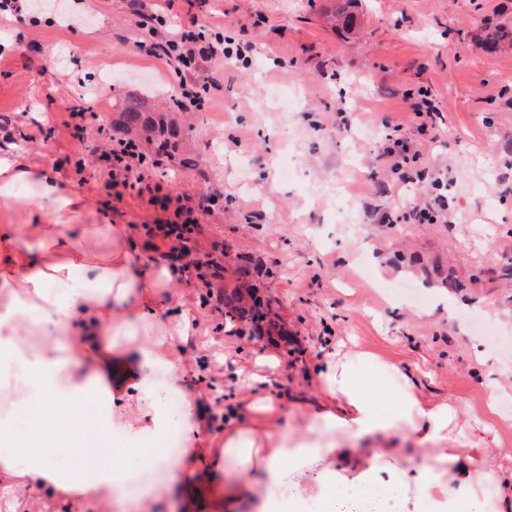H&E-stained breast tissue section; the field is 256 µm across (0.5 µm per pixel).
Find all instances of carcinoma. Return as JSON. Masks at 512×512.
<instances>
[{
	"label": "carcinoma",
	"mask_w": 512,
	"mask_h": 512,
	"mask_svg": "<svg viewBox=\"0 0 512 512\" xmlns=\"http://www.w3.org/2000/svg\"><path fill=\"white\" fill-rule=\"evenodd\" d=\"M120 139L134 142L133 136L140 132L146 134L147 143H155V153L178 161L181 167L191 165L192 159L179 152L180 133L175 121L168 115L148 106L145 100L129 97L123 100L119 120L114 126ZM426 279L444 288L459 289L464 284L446 275L437 265L423 268ZM224 326L235 329L239 324L250 326L251 332L272 333L276 324L268 319L260 299L245 288H232L224 291Z\"/></svg>",
	"instance_id": "1"
}]
</instances>
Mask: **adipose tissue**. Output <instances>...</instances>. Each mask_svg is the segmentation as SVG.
<instances>
[{
  "label": "adipose tissue",
  "instance_id": "adipose-tissue-1",
  "mask_svg": "<svg viewBox=\"0 0 512 512\" xmlns=\"http://www.w3.org/2000/svg\"><path fill=\"white\" fill-rule=\"evenodd\" d=\"M29 187L18 200L17 185ZM26 218L0 223V359L19 361L24 379L20 402L54 409L53 449L19 458L0 453V497L9 512H23L26 499L50 495L71 512L105 506L114 512H149L163 486L196 466L202 449L209 464L232 468L239 482L210 487L228 512L250 503L257 512H298L305 495L327 479L370 484L391 471L401 512H436L464 497L484 512H512V467L495 430L466 417L458 402L426 396L407 367L357 347L327 350L314 376L317 403L307 405L297 431L279 423L278 400L262 391L264 376L250 380L257 391L247 414L230 408L224 434L202 431L205 411L196 394L184 392L179 446L154 449L162 483L128 487L109 458V437L151 442L167 417L157 406L151 377L162 368L178 378L184 358L172 335L192 330L186 311L164 298L171 278L166 266H148L124 224H83L89 206L67 192L51 170L37 166L12 146H0V211ZM391 380V402L369 394L366 380ZM92 408L91 468L83 478L62 473L54 448L69 445V417Z\"/></svg>",
  "mask_w": 512,
  "mask_h": 512
}]
</instances>
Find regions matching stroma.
Wrapping results in <instances>:
<instances>
[{
	"mask_svg": "<svg viewBox=\"0 0 512 512\" xmlns=\"http://www.w3.org/2000/svg\"><path fill=\"white\" fill-rule=\"evenodd\" d=\"M160 0H64L61 18L27 13L0 22V137L90 198L108 222L127 225L146 265L160 263L147 224L158 199L198 207V256L224 254V275L204 283L173 270L167 300L191 309L180 384L197 391L211 431L252 392L241 369L264 362L283 421L315 396L313 372L329 344L345 342L415 366L426 395L453 396L484 415L512 448V45L487 35L512 26V0H174L155 35L140 24ZM350 24L331 26L329 10ZM222 28L252 41L249 63L216 58L202 73L210 102L182 105L177 63L141 51L170 22ZM427 91L445 121L420 132L411 99ZM162 103L182 129L193 163H144L143 182L115 186L103 152L117 137L123 99ZM82 109L80 128L63 122ZM43 135H26L35 124ZM400 125L417 169L448 174V210L437 223L395 222L436 194L430 179L403 185L386 153ZM435 262L463 282L449 292L416 274ZM249 265L250 284L284 324L287 340L224 326L217 296ZM131 484L161 471L134 442L114 443Z\"/></svg>",
	"mask_w": 512,
	"mask_h": 512,
	"instance_id": "1",
	"label": "stroma"
}]
</instances>
